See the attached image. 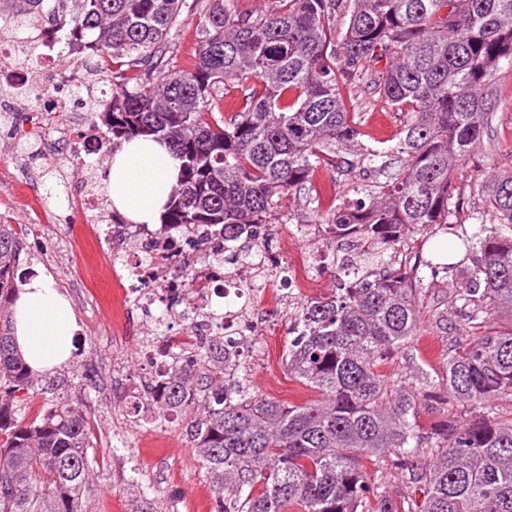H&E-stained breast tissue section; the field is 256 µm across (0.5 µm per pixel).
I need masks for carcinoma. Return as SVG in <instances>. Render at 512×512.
Here are the masks:
<instances>
[{
    "mask_svg": "<svg viewBox=\"0 0 512 512\" xmlns=\"http://www.w3.org/2000/svg\"><path fill=\"white\" fill-rule=\"evenodd\" d=\"M231 2L0 0V21L37 14L66 32L67 46L140 69L99 105L112 148L136 136L168 144L181 168L161 223L214 224L226 242L271 223L283 195L355 142L351 78L367 74L409 115L383 190L326 205L314 197L327 236L371 241L357 276L295 312L288 375L319 398L256 396L221 334L161 380L153 423L196 411L185 433L211 479L212 512H365L369 501L372 512H512V416L496 406L512 401V171L475 175L482 209L463 219L453 185L491 128L496 74L512 62V0H272L255 16ZM198 6L193 67L169 70L172 31ZM228 83L243 87L229 117L215 102ZM438 225L452 227L448 249L464 252L461 264L384 259L408 232ZM21 251L17 225L0 223V512H84L96 463L88 422L52 401L26 413L40 376L13 342ZM454 269L462 277L448 305L484 335L448 353L442 383L417 365L386 372L395 358L411 360L424 278ZM437 400L447 415L425 430L421 412ZM464 408L480 417L459 424ZM399 476L424 483L423 499L392 497Z\"/></svg>",
    "mask_w": 512,
    "mask_h": 512,
    "instance_id": "carcinoma-1",
    "label": "carcinoma"
}]
</instances>
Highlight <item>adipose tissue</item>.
<instances>
[{"label": "adipose tissue", "instance_id": "obj_1", "mask_svg": "<svg viewBox=\"0 0 512 512\" xmlns=\"http://www.w3.org/2000/svg\"><path fill=\"white\" fill-rule=\"evenodd\" d=\"M179 161L168 146L135 138L117 149L106 171L112 207L133 224H156L177 181ZM15 343L34 372L48 374L73 357L79 331L72 305L52 278L23 282L12 308Z\"/></svg>", "mask_w": 512, "mask_h": 512}]
</instances>
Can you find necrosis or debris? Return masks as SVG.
I'll list each match as a JSON object with an SVG mask.
<instances>
[{
    "mask_svg": "<svg viewBox=\"0 0 512 512\" xmlns=\"http://www.w3.org/2000/svg\"><path fill=\"white\" fill-rule=\"evenodd\" d=\"M62 57L54 32L42 20L0 27V69L14 70L16 60L27 61L26 68L15 70L7 90L0 92V113L10 114L18 98L31 102L24 119L12 129L17 139L34 143L35 149L31 159L21 162L12 181L35 198L41 190L29 174L32 159H50L75 172L81 169L92 141L87 127L92 104L112 89V74L104 66L84 64L61 71L57 65ZM36 212L46 221L64 213L72 223L91 225L101 253L112 266L124 270L112 285L129 299L128 316L157 318L172 327L171 335L139 339L137 352L146 373L130 387L137 414H151L158 382L169 372L171 355L179 350L182 338L194 342L214 334L216 309L224 311L228 336L243 340L261 330L258 309L243 298L237 257L226 259L216 251L206 225L120 223L107 199L76 175L54 207L40 206ZM250 237L258 243L260 263L275 274L280 304L317 287L315 271L322 263L321 254L292 251L284 243L267 249L260 245L261 232H251Z\"/></svg>",
    "mask_w": 512,
    "mask_h": 512,
    "instance_id": "4bbe7bcc",
    "label": "necrosis or debris"
}]
</instances>
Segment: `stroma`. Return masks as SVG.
Listing matches in <instances>:
<instances>
[{
    "label": "stroma",
    "mask_w": 512,
    "mask_h": 512,
    "mask_svg": "<svg viewBox=\"0 0 512 512\" xmlns=\"http://www.w3.org/2000/svg\"><path fill=\"white\" fill-rule=\"evenodd\" d=\"M200 20L196 11L182 15L174 36L176 45L167 58L168 68L190 67L198 50ZM499 77L505 98L495 109L488 136L471 155L475 169L486 175L512 170V63L502 62ZM354 93L359 144L342 151L339 166L321 171L336 196L352 199L377 189L396 170L392 164L364 168L359 162V146L374 147L395 137L407 120L405 113L394 111L369 90L366 78L355 81ZM313 195L308 187L279 200L274 236L311 251L333 249V242L321 234L302 232L312 218ZM90 235L89 228L52 222L23 240L20 268L31 267L53 277L69 298L83 336L75 357L44 375V390L30 397L29 411L37 413L44 399L50 398L79 406L87 418L98 464L85 493V512H139L146 500L158 512H211L210 478L184 434L186 416L172 417L159 426L134 425L125 394L112 383V375L118 371L137 380L141 366L135 346L147 328L138 324L133 335H126L125 324L113 321L111 311L101 307L97 298L101 273L86 252L85 240ZM456 282L455 276L442 273L425 283L426 309L409 342L414 355L437 381L445 375L449 343L469 333L460 316L442 314ZM258 308L267 323L244 351L250 387L259 397L287 405L314 399L313 391L289 378L283 369L290 310L270 294L259 300Z\"/></svg>",
    "instance_id": "stroma-1"
}]
</instances>
